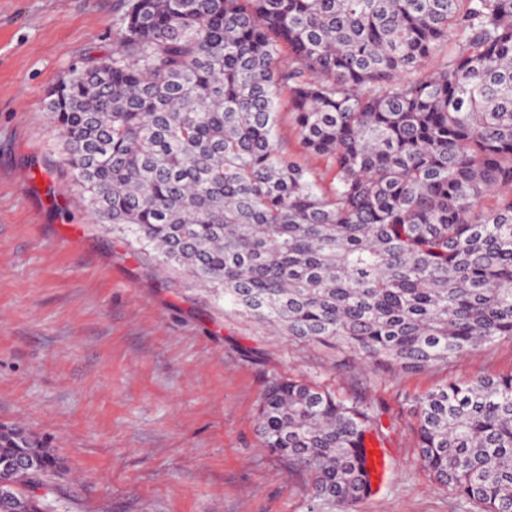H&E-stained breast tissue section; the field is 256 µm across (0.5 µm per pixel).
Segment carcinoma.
Returning <instances> with one entry per match:
<instances>
[{
    "label": "carcinoma",
    "mask_w": 512,
    "mask_h": 512,
    "mask_svg": "<svg viewBox=\"0 0 512 512\" xmlns=\"http://www.w3.org/2000/svg\"><path fill=\"white\" fill-rule=\"evenodd\" d=\"M123 2L112 54L47 103L93 222L374 367L421 373L512 337V0ZM415 404L433 480L469 512H512V372ZM256 420L313 498L368 494L371 407L275 378ZM18 452L39 468L0 470V512H43L64 461L0 425V455Z\"/></svg>",
    "instance_id": "cac0c4a2"
}]
</instances>
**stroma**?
<instances>
[{"label": "stroma", "mask_w": 512, "mask_h": 512, "mask_svg": "<svg viewBox=\"0 0 512 512\" xmlns=\"http://www.w3.org/2000/svg\"><path fill=\"white\" fill-rule=\"evenodd\" d=\"M122 14L123 0H0V423L64 459L53 512H342L260 446L262 391L288 376L381 418L388 468L354 512H465L421 463L414 399L512 372V339L421 374L342 366L76 206L46 104L87 56L112 52Z\"/></svg>", "instance_id": "obj_1"}]
</instances>
